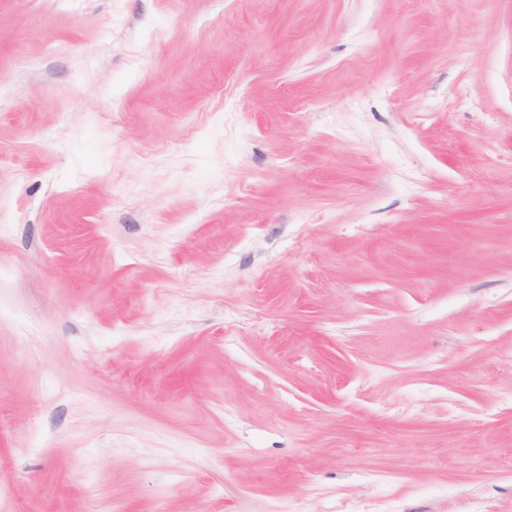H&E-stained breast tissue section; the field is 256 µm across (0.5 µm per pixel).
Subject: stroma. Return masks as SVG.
<instances>
[{"instance_id":"stroma-1","label":"stroma","mask_w":512,"mask_h":512,"mask_svg":"<svg viewBox=\"0 0 512 512\" xmlns=\"http://www.w3.org/2000/svg\"><path fill=\"white\" fill-rule=\"evenodd\" d=\"M0 512H512V0H0Z\"/></svg>"}]
</instances>
